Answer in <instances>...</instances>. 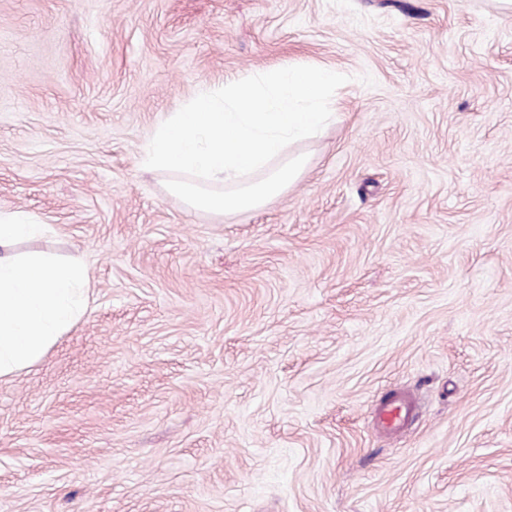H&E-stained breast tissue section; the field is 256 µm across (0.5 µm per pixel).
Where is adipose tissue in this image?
Segmentation results:
<instances>
[{
    "label": "adipose tissue",
    "mask_w": 512,
    "mask_h": 512,
    "mask_svg": "<svg viewBox=\"0 0 512 512\" xmlns=\"http://www.w3.org/2000/svg\"><path fill=\"white\" fill-rule=\"evenodd\" d=\"M41 230L25 212H0V377L37 362L86 309L80 265L13 256L16 240Z\"/></svg>",
    "instance_id": "1"
}]
</instances>
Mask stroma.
<instances>
[{
    "label": "stroma",
    "instance_id": "obj_1",
    "mask_svg": "<svg viewBox=\"0 0 512 512\" xmlns=\"http://www.w3.org/2000/svg\"><path fill=\"white\" fill-rule=\"evenodd\" d=\"M316 64L349 80L281 198L197 212L142 165L201 88ZM16 210L89 291L0 378V512H512L500 0H0ZM416 403L412 396L396 394L375 409L377 425L386 433H397L414 418Z\"/></svg>",
    "mask_w": 512,
    "mask_h": 512
}]
</instances>
